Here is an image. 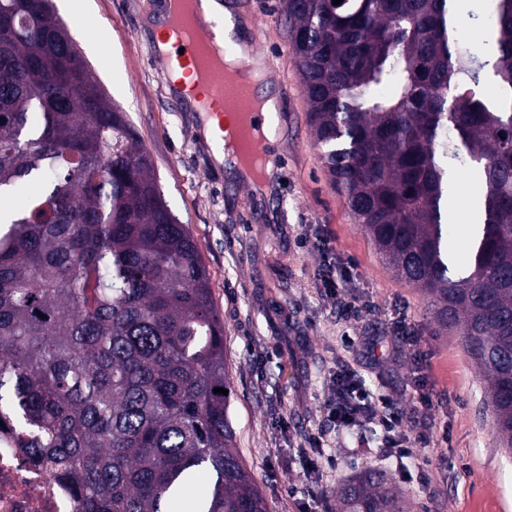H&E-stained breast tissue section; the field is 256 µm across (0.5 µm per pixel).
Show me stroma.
<instances>
[{"mask_svg":"<svg viewBox=\"0 0 512 512\" xmlns=\"http://www.w3.org/2000/svg\"><path fill=\"white\" fill-rule=\"evenodd\" d=\"M158 2L86 0L79 22L69 0L53 5L108 98L144 141L168 207L200 249L224 322L239 450L268 512H336L337 485L375 465L382 433L370 425L335 428L323 447L310 449L319 471H306L297 453L325 424L340 360L403 414L409 437L429 442L422 456L382 469L407 512H512V457L485 412L476 365L458 336L438 326L427 296L394 276L327 180L298 66L285 50L280 0H235L245 28L262 30L260 49L273 63L264 73L267 90L281 108L277 172L262 192L214 165L197 113L173 101L165 65L151 49L149 17ZM478 194L472 176L455 177L448 234L464 253ZM318 237L329 240L333 255L356 261L350 293L365 307L360 321L336 319L322 296L324 259L312 247ZM402 319L419 336L417 346L398 340ZM345 333L356 339L352 348L339 342ZM423 394L432 408L421 407ZM422 468L424 484L417 478Z\"/></svg>","mask_w":512,"mask_h":512,"instance_id":"1","label":"stroma"}]
</instances>
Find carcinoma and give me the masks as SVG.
Returning <instances> with one entry per match:
<instances>
[{
    "label": "carcinoma",
    "instance_id": "carcinoma-1",
    "mask_svg": "<svg viewBox=\"0 0 512 512\" xmlns=\"http://www.w3.org/2000/svg\"><path fill=\"white\" fill-rule=\"evenodd\" d=\"M480 2L281 0L331 186L459 336L512 453V0L489 15ZM487 22L495 39L470 46L464 32ZM65 36L51 0H0V423L68 481L76 512H169L201 471L214 481L193 512H267L200 250ZM463 169L484 190L458 268L449 190ZM336 512L403 510L365 472L336 488Z\"/></svg>",
    "mask_w": 512,
    "mask_h": 512
}]
</instances>
